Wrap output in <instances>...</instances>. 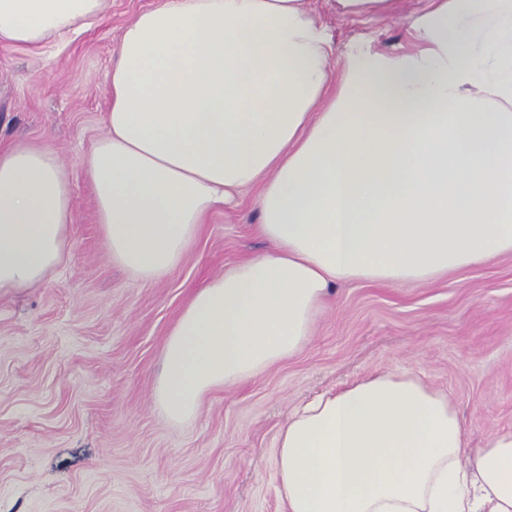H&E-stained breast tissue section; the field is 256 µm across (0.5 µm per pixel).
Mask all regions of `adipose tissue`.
Returning a JSON list of instances; mask_svg holds the SVG:
<instances>
[{
    "label": "adipose tissue",
    "mask_w": 512,
    "mask_h": 512,
    "mask_svg": "<svg viewBox=\"0 0 512 512\" xmlns=\"http://www.w3.org/2000/svg\"><path fill=\"white\" fill-rule=\"evenodd\" d=\"M107 2L0 0V44L43 53ZM464 14L492 27V70ZM411 28L422 50L352 60L335 92L306 0H156L123 29L85 160L113 260L168 275L207 214L253 186L273 246L199 286L169 331L154 390L168 421L302 350L338 285L512 256V0H431ZM72 222L53 152L0 146V296L62 264ZM275 467L287 512H512V430L468 450L448 396L408 374L293 412Z\"/></svg>",
    "instance_id": "ef3b65f1"
}]
</instances>
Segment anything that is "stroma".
I'll return each instance as SVG.
<instances>
[{"instance_id": "stroma-1", "label": "stroma", "mask_w": 512, "mask_h": 512, "mask_svg": "<svg viewBox=\"0 0 512 512\" xmlns=\"http://www.w3.org/2000/svg\"><path fill=\"white\" fill-rule=\"evenodd\" d=\"M154 0H109L104 19L58 54L0 46V142L52 149L71 180L68 255L42 284L0 298V512H285L280 429L314 396L405 373L447 392L469 448L512 429V256L401 285L337 288L308 344L255 378L206 394L174 424L154 387L169 330L201 282L265 254L256 190L209 213L167 276L113 261L85 173L107 132L122 30ZM430 0L346 16L310 0L340 61L411 46Z\"/></svg>"}]
</instances>
